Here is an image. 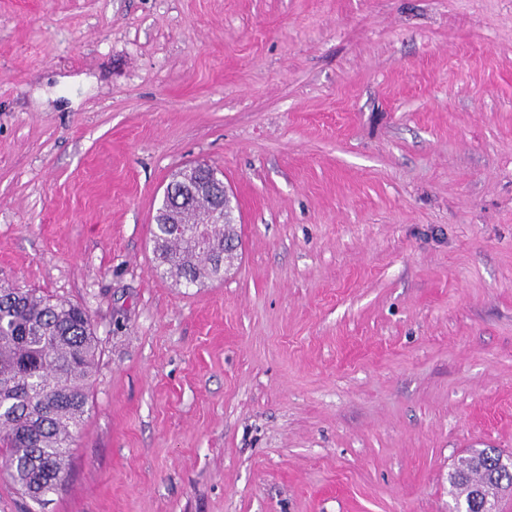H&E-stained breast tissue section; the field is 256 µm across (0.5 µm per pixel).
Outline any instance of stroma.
Instances as JSON below:
<instances>
[{
  "mask_svg": "<svg viewBox=\"0 0 512 512\" xmlns=\"http://www.w3.org/2000/svg\"><path fill=\"white\" fill-rule=\"evenodd\" d=\"M199 162L238 258L185 287ZM0 281L99 347L63 487L0 512H448L512 452V0H0ZM180 171L176 178L172 181L180 185L184 189L183 196L185 198L184 204L181 205L179 213L185 217L187 221L205 222L210 219L211 210L213 206L212 190L216 192L218 188L215 184L204 175L197 174L191 178V182H201L204 185H209L208 192L203 195L199 193L192 194L187 181L183 179L182 175L187 169ZM224 194L217 192V199L213 206V220L218 224L205 225L198 224L197 227L189 228L180 222V215L178 211L169 209L163 206L164 200L168 199L172 188L165 190L161 206L158 208L154 223L155 230L153 231V244L154 255L156 261V268L163 275H168L173 278L176 283H184L186 285L202 284L204 280L201 278L208 276V280L220 277L224 274V266L228 259L224 251V237L225 239L232 238L230 231H224V224L230 226L232 215L231 197L226 186H222ZM224 223V224H223ZM167 224H174L173 232L190 235L195 239L189 237H176L172 238L169 234ZM208 229V237L211 241L210 246H203L197 240L206 236ZM211 247L210 249H208ZM219 250L218 257H215L216 251ZM220 252H224V261L222 268L218 266ZM498 494L512 488V455L497 448L472 450L448 474V494L469 503L478 488Z\"/></svg>",
  "mask_w": 512,
  "mask_h": 512,
  "instance_id": "stroma-1",
  "label": "stroma"
}]
</instances>
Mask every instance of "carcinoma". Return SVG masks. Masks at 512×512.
Wrapping results in <instances>:
<instances>
[{"label":"carcinoma","mask_w":512,"mask_h":512,"mask_svg":"<svg viewBox=\"0 0 512 512\" xmlns=\"http://www.w3.org/2000/svg\"><path fill=\"white\" fill-rule=\"evenodd\" d=\"M191 193L184 189L179 213L187 220L210 219L215 184ZM211 247L189 237L172 238L168 226L153 231L157 270L186 285L224 274L216 251L230 233L222 224L207 226ZM98 342L85 309L53 300L35 289L0 284V472L37 504L62 485L70 448L75 444L88 404L97 365ZM498 494L512 488V455L497 448L473 450L448 474L454 502H470L478 488Z\"/></svg>","instance_id":"cac0c4a2"}]
</instances>
